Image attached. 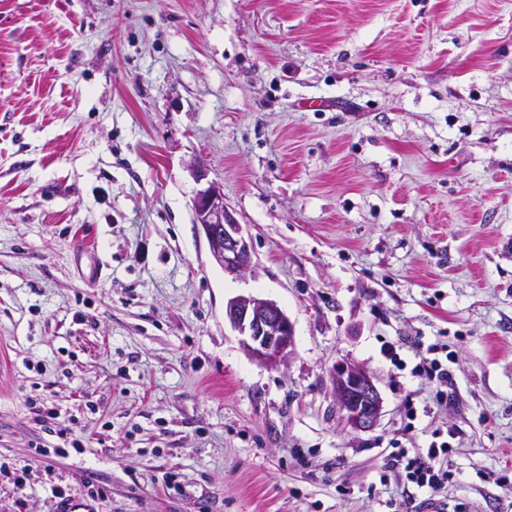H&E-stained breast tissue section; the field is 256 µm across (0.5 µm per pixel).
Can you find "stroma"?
<instances>
[{
    "instance_id": "35a3bbf8",
    "label": "stroma",
    "mask_w": 512,
    "mask_h": 512,
    "mask_svg": "<svg viewBox=\"0 0 512 512\" xmlns=\"http://www.w3.org/2000/svg\"><path fill=\"white\" fill-rule=\"evenodd\" d=\"M196 161L251 275L208 253ZM248 293L294 325L284 366L224 321ZM435 426L449 504L512 512V0H0V512H388L392 442ZM439 350L443 353V351H446V347L439 348L436 344H432L426 348L425 354L418 353L419 362L415 365L413 373L418 376H425L430 381H436L440 386L448 387L452 380L451 373L448 370V353L445 354V364L443 359L436 356L439 354ZM336 403L354 432L374 430L381 420L383 402L375 376L356 364L340 361L331 372Z\"/></svg>"
}]
</instances>
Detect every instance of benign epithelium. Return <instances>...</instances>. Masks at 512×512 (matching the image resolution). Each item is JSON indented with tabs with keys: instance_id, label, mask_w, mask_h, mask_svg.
I'll return each instance as SVG.
<instances>
[{
	"instance_id": "benign-epithelium-1",
	"label": "benign epithelium",
	"mask_w": 512,
	"mask_h": 512,
	"mask_svg": "<svg viewBox=\"0 0 512 512\" xmlns=\"http://www.w3.org/2000/svg\"><path fill=\"white\" fill-rule=\"evenodd\" d=\"M194 219L201 228L214 261L224 272L242 277L253 272L250 235L224 203V191L215 182L198 190L193 199ZM224 320L241 336L247 355L267 366H279L294 353V326L279 303L267 297L239 294L224 304ZM331 380L336 403L354 432L374 430L382 416V398L375 376L347 362L336 363Z\"/></svg>"
}]
</instances>
